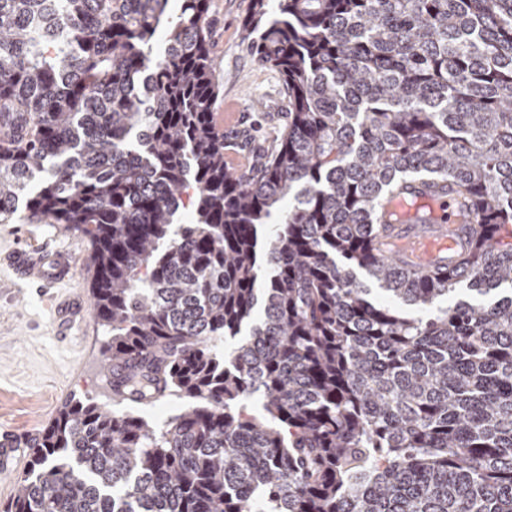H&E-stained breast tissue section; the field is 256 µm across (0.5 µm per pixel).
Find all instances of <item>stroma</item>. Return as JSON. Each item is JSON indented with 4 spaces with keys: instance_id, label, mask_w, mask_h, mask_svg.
<instances>
[{
    "instance_id": "35a3bbf8",
    "label": "stroma",
    "mask_w": 512,
    "mask_h": 512,
    "mask_svg": "<svg viewBox=\"0 0 512 512\" xmlns=\"http://www.w3.org/2000/svg\"><path fill=\"white\" fill-rule=\"evenodd\" d=\"M250 10L251 0H211L220 84L215 107L234 114L224 124V154L237 160L241 173L276 143L288 121L279 72L257 63L245 37L242 21ZM23 242L74 251L75 277L65 292L90 298L91 248L80 233L61 224H0V254ZM103 339L90 314L60 336L47 293L0 264V426L24 429L33 419L51 423L62 406L78 399L111 404L99 353Z\"/></svg>"
}]
</instances>
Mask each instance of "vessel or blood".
<instances>
[{
  "label": "vessel or blood",
  "instance_id": "1",
  "mask_svg": "<svg viewBox=\"0 0 512 512\" xmlns=\"http://www.w3.org/2000/svg\"><path fill=\"white\" fill-rule=\"evenodd\" d=\"M475 221L458 200L437 198L413 188L387 199L383 206L380 241L383 252L395 255L400 266L420 272L455 260L468 240ZM16 276L42 288H55L66 281L75 266L73 252L55 248L35 251L15 249L7 257ZM26 434L0 428V470H22L27 456L21 445Z\"/></svg>",
  "mask_w": 512,
  "mask_h": 512
}]
</instances>
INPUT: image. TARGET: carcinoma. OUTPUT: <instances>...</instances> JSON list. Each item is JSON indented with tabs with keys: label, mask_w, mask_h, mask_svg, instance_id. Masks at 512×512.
<instances>
[{
	"label": "carcinoma",
	"mask_w": 512,
	"mask_h": 512,
	"mask_svg": "<svg viewBox=\"0 0 512 512\" xmlns=\"http://www.w3.org/2000/svg\"><path fill=\"white\" fill-rule=\"evenodd\" d=\"M171 2L0 0V224L88 238L142 408L64 406L7 512H512V0H252L288 124L247 174ZM416 183L478 220L427 272L377 241Z\"/></svg>",
	"instance_id": "obj_1"
}]
</instances>
